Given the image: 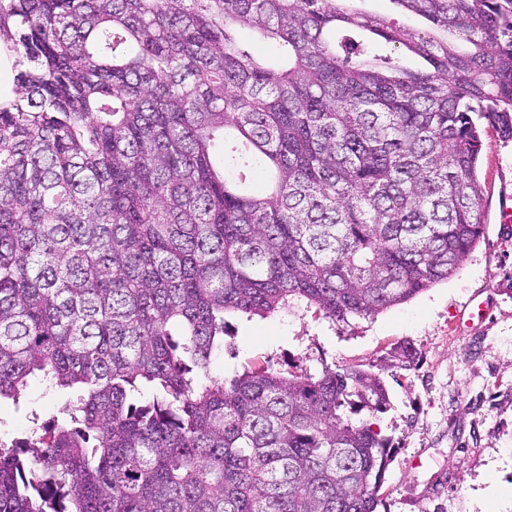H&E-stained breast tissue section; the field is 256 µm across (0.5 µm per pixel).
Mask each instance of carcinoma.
<instances>
[{"label": "carcinoma", "instance_id": "obj_1", "mask_svg": "<svg viewBox=\"0 0 512 512\" xmlns=\"http://www.w3.org/2000/svg\"><path fill=\"white\" fill-rule=\"evenodd\" d=\"M345 2L0 0V402L72 394L0 437V512H375L391 444L345 408L380 373L211 360L227 315L347 325L459 268L512 0H392L444 39Z\"/></svg>", "mask_w": 512, "mask_h": 512}]
</instances>
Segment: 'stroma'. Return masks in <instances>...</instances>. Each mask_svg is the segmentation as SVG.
I'll return each mask as SVG.
<instances>
[{
    "mask_svg": "<svg viewBox=\"0 0 512 512\" xmlns=\"http://www.w3.org/2000/svg\"><path fill=\"white\" fill-rule=\"evenodd\" d=\"M481 139L484 190L512 193V141L488 125ZM228 323L213 375L265 362L381 374L389 408L356 413L392 445L377 512H512V225L488 221L448 280L373 319L335 326L301 308ZM65 402L32 378L20 405L0 404V434L22 436L32 419L60 417Z\"/></svg>",
    "mask_w": 512,
    "mask_h": 512,
    "instance_id": "35a3bbf8",
    "label": "stroma"
}]
</instances>
